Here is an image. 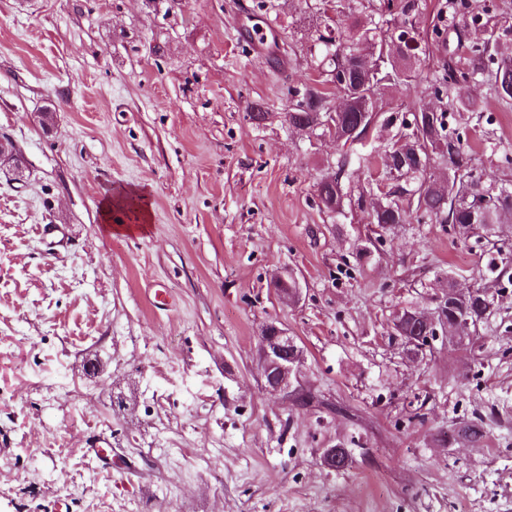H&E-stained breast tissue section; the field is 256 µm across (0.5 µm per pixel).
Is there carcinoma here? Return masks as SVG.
Returning <instances> with one entry per match:
<instances>
[{
	"label": "carcinoma",
	"instance_id": "cac0c4a2",
	"mask_svg": "<svg viewBox=\"0 0 512 512\" xmlns=\"http://www.w3.org/2000/svg\"><path fill=\"white\" fill-rule=\"evenodd\" d=\"M304 13L316 12L324 25L318 34L315 70L317 79L304 90L291 92L285 121L299 131L336 136V142L353 145L365 139L380 126H398L391 142L382 150L371 148L358 156V163L367 167L381 158L382 173L397 181L394 190L381 194L380 201L371 204L370 223L384 232L397 224H409L413 215L420 214L437 224H448L462 235L492 234V225L500 213L512 212V189L496 186L484 179V174L470 165L463 146L464 130L458 125L457 113L471 112L464 103L452 112L429 113L415 110L410 118L397 121L386 111L374 110L373 99L387 92L407 91L421 77L422 69L412 60L410 50L414 33L390 26L389 16L409 14L416 0H302ZM357 12L354 32L343 39L333 35L335 18L346 12ZM480 20L473 12L461 13L458 21L446 29L435 31L436 38L445 42L447 31L475 24ZM499 35L490 31L486 41L468 47L466 66L442 65L425 76L427 90L451 98L452 89L473 75H480L499 98L512 100V66L500 62L492 52ZM345 95L350 104L342 112L333 110L331 96ZM448 161V177L438 178L432 172L435 159ZM349 165L347 159L338 162V169L324 176L317 187L321 206L329 212L339 210L342 203L341 180ZM496 253L487 272L499 281L508 274L512 257L504 254L498 242H491ZM493 298L489 288L477 284L466 295L455 292L448 284V297L440 303L435 324L424 327L419 320L423 311L406 308L397 314L400 323L396 332L407 349L415 354L421 345L412 342L415 336L449 335L459 320L467 318L478 329L492 312ZM483 436V420H472L455 427L448 439L458 437L477 440Z\"/></svg>",
	"mask_w": 512,
	"mask_h": 512
}]
</instances>
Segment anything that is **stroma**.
Returning <instances> with one entry per match:
<instances>
[{
  "instance_id": "1",
  "label": "stroma",
  "mask_w": 512,
  "mask_h": 512,
  "mask_svg": "<svg viewBox=\"0 0 512 512\" xmlns=\"http://www.w3.org/2000/svg\"><path fill=\"white\" fill-rule=\"evenodd\" d=\"M468 2L483 25L443 44L448 0L396 16L427 68L512 30V0ZM245 13L291 53L251 50ZM314 23L300 0H0V135L25 171L0 167V512H512V283L491 284L474 336L405 353L394 313L474 285L488 243L424 218L357 260L376 172L351 165L324 212L316 184L342 150L283 121L314 75ZM453 98L480 106L464 115L473 165L512 186V107L478 79ZM128 191L145 228L109 231L102 202ZM271 323L303 350L308 402L260 383ZM479 416L482 440L443 442Z\"/></svg>"
}]
</instances>
